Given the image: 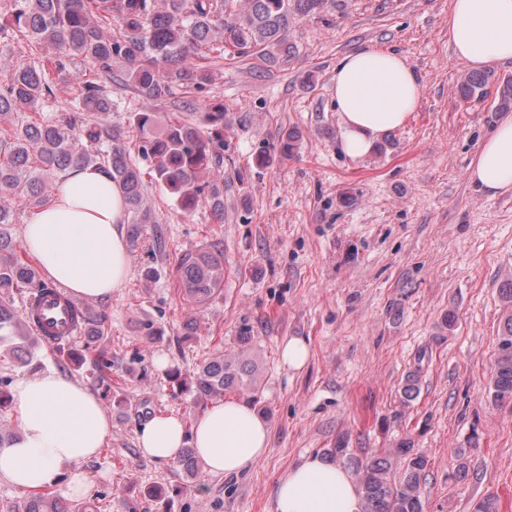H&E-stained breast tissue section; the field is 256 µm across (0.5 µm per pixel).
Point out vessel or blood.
<instances>
[{"instance_id": "vessel-or-blood-1", "label": "vessel or blood", "mask_w": 512, "mask_h": 512, "mask_svg": "<svg viewBox=\"0 0 512 512\" xmlns=\"http://www.w3.org/2000/svg\"><path fill=\"white\" fill-rule=\"evenodd\" d=\"M25 311L41 341L48 346L70 342L81 333L82 310L62 287L47 288L30 295L25 302Z\"/></svg>"}]
</instances>
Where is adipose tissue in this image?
Wrapping results in <instances>:
<instances>
[{
    "label": "adipose tissue",
    "mask_w": 512,
    "mask_h": 512,
    "mask_svg": "<svg viewBox=\"0 0 512 512\" xmlns=\"http://www.w3.org/2000/svg\"><path fill=\"white\" fill-rule=\"evenodd\" d=\"M448 42L472 71L512 61V0H452ZM421 91L416 71L392 50L368 47L341 57L333 96L345 151L368 154L405 122ZM468 178L492 194L512 190V115L501 118L482 142ZM126 222L122 191L105 173L68 170L28 216L23 243L49 278L73 294L108 299L129 274ZM11 397L21 433L0 446V479L21 491L61 485L68 496H83L82 467L112 437V421L99 399L53 370L15 380ZM137 437L151 459L176 460L189 445L208 473L227 477L247 471L269 446L266 421L243 400L208 407L189 430L178 416L153 415ZM274 512H361L357 481L333 461L310 456L279 479Z\"/></svg>",
    "instance_id": "ef3b65f1"
}]
</instances>
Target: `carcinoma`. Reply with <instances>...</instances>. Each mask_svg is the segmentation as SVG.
I'll return each mask as SVG.
<instances>
[{
  "instance_id": "cac0c4a2",
  "label": "carcinoma",
  "mask_w": 512,
  "mask_h": 512,
  "mask_svg": "<svg viewBox=\"0 0 512 512\" xmlns=\"http://www.w3.org/2000/svg\"><path fill=\"white\" fill-rule=\"evenodd\" d=\"M0 10V53L13 50V41L29 49H52L58 72L79 57L99 76L87 82L76 105L61 115L42 116L57 101L59 84L41 66L20 64L0 80V120L11 133L0 142V342L7 336L36 339L24 314L13 307V293L30 294L48 285L37 267L21 257V245L9 234L16 223L15 205L41 206L59 176L72 168L98 166L124 195L131 215L130 238L149 221L142 211V171L131 158L125 131L108 121L113 103L106 84L119 77L139 99L160 102L173 88H201L213 78L206 65L211 54L222 58L253 56L272 64L288 60V17L314 16L327 0H7ZM117 27H112V22ZM492 74L465 73L457 84L464 103L482 100ZM498 112L512 111V77L497 82ZM139 150L150 160L153 179L184 211L198 206L224 217L219 170L224 152V104L201 113L197 123H169L158 128L151 108L131 116ZM183 299L193 308L208 304L224 287V256L206 249L184 254L180 262ZM250 337H239V350L219 353L200 364L191 382L180 389L202 400H216L231 390L257 388L258 366L248 355ZM94 364L99 383L111 389L112 353L99 350ZM496 404L512 402V312L498 332L497 360L489 388ZM330 455L354 473L362 512H424L423 484L428 458L405 442L397 454L359 455L341 445ZM179 465L191 477L201 474L194 450L183 449ZM10 512H68L47 493L32 495Z\"/></svg>"
}]
</instances>
